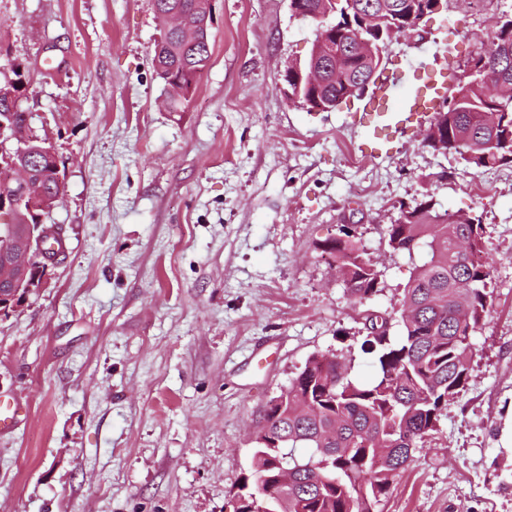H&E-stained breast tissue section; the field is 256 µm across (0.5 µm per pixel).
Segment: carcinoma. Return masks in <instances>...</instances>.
Wrapping results in <instances>:
<instances>
[{
  "mask_svg": "<svg viewBox=\"0 0 512 512\" xmlns=\"http://www.w3.org/2000/svg\"><path fill=\"white\" fill-rule=\"evenodd\" d=\"M163 8L175 4L194 19L203 0H155ZM336 2V41L343 30L359 24L357 13L347 17L345 0ZM364 10L381 14L380 46L411 26L410 15L421 0H361ZM164 44L158 78L172 89L169 106L180 110L193 92L190 83L209 66L211 35L190 46L177 32L161 33ZM487 64L497 75L488 83L468 79L457 87L459 97L448 103L441 128L442 149L465 166L478 170L512 164V101L497 96V81L512 85V16L500 20L483 47ZM343 81L322 87L324 102L338 96H358L379 61L345 52L339 59ZM14 160L27 165L48 195L49 207L63 193L56 179L57 158L28 152ZM388 245L396 254L418 256L413 275L403 289L402 306L415 313L401 322L402 335H389L393 317L383 318V330L367 333L362 353L372 358L373 374L362 378L351 362L310 358L302 371L274 397L273 414H264L279 447L257 443L256 469L242 476L233 512H253L250 499L257 467L267 457L288 468V504L271 505L276 512H377L394 478L409 465L412 449L437 425L443 411L465 387L474 353L473 335L493 300L487 291L492 259L485 252L482 225L469 214L441 211L433 200L400 204L398 223L386 228ZM328 254L343 271L342 283L356 303L380 291L381 271L366 257L361 243L348 233L331 239ZM296 448L310 455L298 459Z\"/></svg>",
  "mask_w": 512,
  "mask_h": 512,
  "instance_id": "obj_1",
  "label": "carcinoma"
}]
</instances>
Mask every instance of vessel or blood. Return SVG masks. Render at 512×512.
<instances>
[{
    "mask_svg": "<svg viewBox=\"0 0 512 512\" xmlns=\"http://www.w3.org/2000/svg\"><path fill=\"white\" fill-rule=\"evenodd\" d=\"M450 72L429 70L416 60L407 66L378 75L375 91L358 115L364 131L363 145L376 159L386 157L390 150L389 132L410 124L429 112L439 111Z\"/></svg>",
    "mask_w": 512,
    "mask_h": 512,
    "instance_id": "obj_1",
    "label": "vessel or blood"
}]
</instances>
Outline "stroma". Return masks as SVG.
I'll return each mask as SVG.
<instances>
[{"label":"stroma","instance_id":"35a3bbf8","mask_svg":"<svg viewBox=\"0 0 512 512\" xmlns=\"http://www.w3.org/2000/svg\"><path fill=\"white\" fill-rule=\"evenodd\" d=\"M211 60L185 108L152 68V0H0V83L65 168L45 217L66 251L37 298L0 319V512H233L265 404L309 357L368 374L364 310L399 316L414 263L385 230L400 203L478 216L496 259L465 388L412 451L379 512H512V164L475 171L395 132L358 149L364 101L311 112L284 94L315 26L288 0H216ZM512 0H473L386 45L460 70ZM480 181L481 194L470 190ZM351 230L382 273L366 304L320 245Z\"/></svg>","mask_w":512,"mask_h":512}]
</instances>
